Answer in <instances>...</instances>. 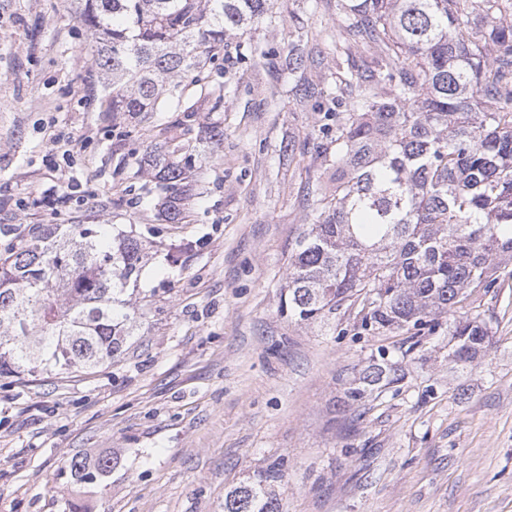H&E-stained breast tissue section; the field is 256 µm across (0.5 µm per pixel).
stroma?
<instances>
[{"label":"stroma","instance_id":"stroma-1","mask_svg":"<svg viewBox=\"0 0 512 512\" xmlns=\"http://www.w3.org/2000/svg\"><path fill=\"white\" fill-rule=\"evenodd\" d=\"M290 9L298 29L237 32L185 90L224 107L191 134L203 169L170 224L137 171L175 113L102 111L108 77L75 0H0V255L40 224H102L145 247L123 354L93 374L0 377V512H224L225 489L276 460L281 512H512V264L463 307L493 340L464 369L444 325L410 348L363 332L355 307L310 324L280 310L307 188L330 172L310 113L254 48L320 39L336 0H275ZM382 348L404 381L344 407ZM102 455L94 480L68 467Z\"/></svg>","mask_w":512,"mask_h":512}]
</instances>
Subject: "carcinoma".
<instances>
[{
  "label": "carcinoma",
  "instance_id": "obj_1",
  "mask_svg": "<svg viewBox=\"0 0 512 512\" xmlns=\"http://www.w3.org/2000/svg\"><path fill=\"white\" fill-rule=\"evenodd\" d=\"M273 0H79L95 65L111 76L107 112H156L184 81L219 58L234 32L258 24ZM337 29L322 64L343 111L317 101L308 54L280 57L332 170L301 215L281 307L300 322L325 320L356 301L362 326L404 333L411 345L468 296L498 287L512 262V0H336ZM224 95L177 105L217 112ZM186 145L156 143L140 171L183 222V184L195 171ZM94 224H44L0 255V377L112 362L133 336L123 299L143 260L139 238L104 246ZM448 359L466 368L490 347L478 316L448 327ZM401 367L372 360L345 392L353 408L398 386ZM112 459L69 466L82 480ZM283 464L272 462L224 492V512H280Z\"/></svg>",
  "mask_w": 512,
  "mask_h": 512
}]
</instances>
